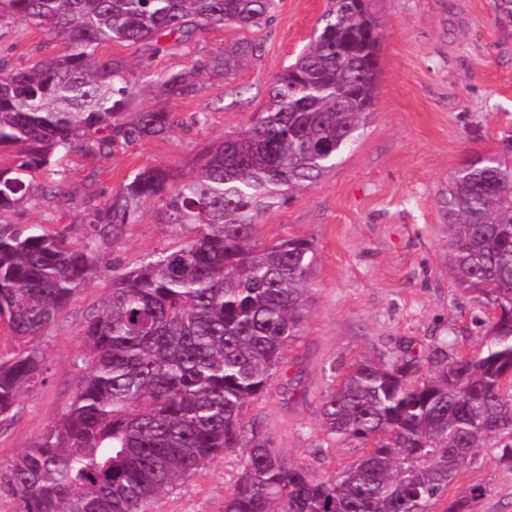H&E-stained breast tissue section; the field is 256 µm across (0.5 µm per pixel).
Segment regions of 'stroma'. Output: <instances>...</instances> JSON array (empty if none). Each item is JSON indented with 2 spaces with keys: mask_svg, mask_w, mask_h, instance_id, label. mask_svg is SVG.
Masks as SVG:
<instances>
[{
  "mask_svg": "<svg viewBox=\"0 0 512 512\" xmlns=\"http://www.w3.org/2000/svg\"><path fill=\"white\" fill-rule=\"evenodd\" d=\"M327 0H276L273 19L255 36L262 56L234 77L204 75L198 92L169 102L178 122L167 133L103 157L71 154L60 163L74 202L31 198L1 214L10 224H46L72 240L84 232L86 208L104 207L137 169L161 166L188 175L203 147L244 127L264 111L275 78L308 44ZM382 31L378 90L373 115L336 168L316 186L291 194L265 212L256 230L260 244L286 237L313 241L316 262L308 276L307 313L288 343L269 390L251 403L245 425L272 441L291 464H309L329 475L362 453L355 442L320 449L317 407L328 385L358 360L407 349L436 367V347L451 339L477 346L480 304L448 275L439 195L451 173L476 152H505L512 133V23L497 19L495 0H370ZM233 27L208 31L201 40L174 45L153 57L130 45L105 46L129 72L188 68L197 58L239 42ZM0 46L23 64L57 52L37 27L7 33ZM157 201L144 202L136 223L103 246L90 282L43 335L17 342L0 332V352L39 349L49 368L43 385L30 389L0 417V465L40 439L73 402L87 352L83 325L112 288L113 278L148 254L179 247L188 228L156 220ZM293 394H285L286 386ZM241 452L210 460L161 494L149 512H224V498L242 469ZM485 487L473 512H512V465L496 448L450 486L457 495Z\"/></svg>",
  "mask_w": 512,
  "mask_h": 512,
  "instance_id": "obj_1",
  "label": "stroma"
}]
</instances>
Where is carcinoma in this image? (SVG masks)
<instances>
[{
    "label": "carcinoma",
    "mask_w": 512,
    "mask_h": 512,
    "mask_svg": "<svg viewBox=\"0 0 512 512\" xmlns=\"http://www.w3.org/2000/svg\"><path fill=\"white\" fill-rule=\"evenodd\" d=\"M274 0H0V26L42 28L58 52L28 65L0 53V215L25 198L72 201L59 156H103L170 130L162 106L128 111L144 82L172 101L198 91L208 70L236 75L262 53L245 39L189 70L132 75L112 43L189 42L214 28L268 25ZM381 31L370 8L328 0L295 61L276 76L264 111L203 149L175 182L160 166L137 170L104 208H89L84 240L44 224H0V324L37 335L87 284L104 245L158 200V222L192 226L179 247L119 276L83 326L86 371L68 410L41 440L0 467V491L21 512H146L158 495L214 457L242 450L245 465L224 512H431L482 449L512 464V159L475 152L448 179L440 204L448 274L490 310L479 347L439 350L440 368L403 353L356 362L322 396L326 443L357 441L360 459L328 477L290 465L246 427L248 404L267 392L283 349L299 335L315 248L307 238L260 246L261 215L334 168L369 124ZM36 350L0 354V416L45 382ZM471 485L443 512H473Z\"/></svg>",
    "instance_id": "obj_1"
}]
</instances>
